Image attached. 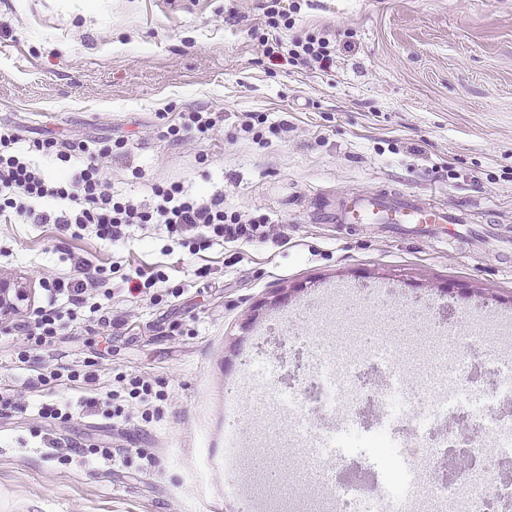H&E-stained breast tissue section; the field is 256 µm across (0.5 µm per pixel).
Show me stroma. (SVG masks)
<instances>
[{
	"label": "stroma",
	"mask_w": 512,
	"mask_h": 512,
	"mask_svg": "<svg viewBox=\"0 0 512 512\" xmlns=\"http://www.w3.org/2000/svg\"><path fill=\"white\" fill-rule=\"evenodd\" d=\"M299 2L282 36L329 35L332 71L269 64L265 0H0V126L25 144L123 139L105 159L114 195L142 201L153 184L179 182L271 221L264 242L196 255L149 225L111 243L0 222V275L32 292L0 319V394L10 398L0 406V512H239L243 496L256 512H336L296 446L305 425L322 432L346 411L307 420L291 406L272 416L259 407L271 392L287 399L302 364L295 338L375 332L419 410L434 400L427 349L447 351L448 372L467 373L474 398L488 351L512 353V332L496 321L512 310V262L494 242L512 237V0ZM189 108L224 121L174 141L167 128ZM251 112L287 132L255 144L239 132ZM379 188L451 210L468 203L471 236L349 235L315 211ZM78 256L112 272L87 299L111 326L71 321L52 346L30 349L43 279L72 277ZM139 266L163 269L167 287L129 290L121 276ZM284 288L290 298L269 306ZM475 308L491 342L463 349ZM60 365L96 380L41 385ZM136 377L163 400L130 398ZM83 396L108 398L116 417L81 409ZM46 405L62 418H43Z\"/></svg>",
	"instance_id": "35a3bbf8"
}]
</instances>
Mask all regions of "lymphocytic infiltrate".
<instances>
[{
  "label": "lymphocytic infiltrate",
  "mask_w": 512,
  "mask_h": 512,
  "mask_svg": "<svg viewBox=\"0 0 512 512\" xmlns=\"http://www.w3.org/2000/svg\"><path fill=\"white\" fill-rule=\"evenodd\" d=\"M280 0L265 5L264 53L272 62H302L327 72L334 65V50L326 37L315 33L285 43L278 32L290 28L292 20L279 7ZM18 136L0 127V220L29 224H51L58 231L80 235L93 229L97 238L117 242L134 225H154L192 252L209 249L214 242H255L265 238L268 219L258 214L248 220L224 209V194L216 191L192 195L176 182L156 184L150 201L113 195L99 163L102 151L81 142L55 139L34 140L32 150L55 156L67 163L82 158L75 170L51 177L17 152ZM70 279L51 278L43 283L47 303L38 311L26 339L37 347L51 345L65 321L77 320L85 304L88 284H103L99 270L77 263Z\"/></svg>",
  "instance_id": "lymphocytic-infiltrate-1"
}]
</instances>
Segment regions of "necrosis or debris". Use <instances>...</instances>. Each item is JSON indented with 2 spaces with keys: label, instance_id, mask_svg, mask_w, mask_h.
Here are the masks:
<instances>
[{
  "label": "necrosis or debris",
  "instance_id": "obj_1",
  "mask_svg": "<svg viewBox=\"0 0 512 512\" xmlns=\"http://www.w3.org/2000/svg\"><path fill=\"white\" fill-rule=\"evenodd\" d=\"M365 358L356 342L337 340L326 362L335 366L337 373L345 378L347 399H340L335 390L327 386L323 368L314 364L295 395L296 409L335 414L343 403H357L365 392L355 372ZM485 377L491 389L484 402L474 405L464 397L454 402V409L466 412L470 425L466 429L449 432L446 445L459 443L475 452L482 439L493 433L498 420V402L512 396V372L490 360L485 364ZM373 402L378 412L376 425L367 429H337L335 455L325 454L314 462L315 467L322 471L335 462L341 464L354 458L363 462L358 474L335 482L338 512H359V504L369 492L374 493L376 501L380 502L382 512H408L413 500L424 494L429 495L437 512H486L488 500L500 491L495 466L483 465L453 481L438 476L442 446L428 445L425 437L444 417V410L436 405L426 410H415L412 394L396 382L377 390ZM397 426L413 428L420 438L419 443L398 446L393 432Z\"/></svg>",
  "mask_w": 512,
  "mask_h": 512
}]
</instances>
